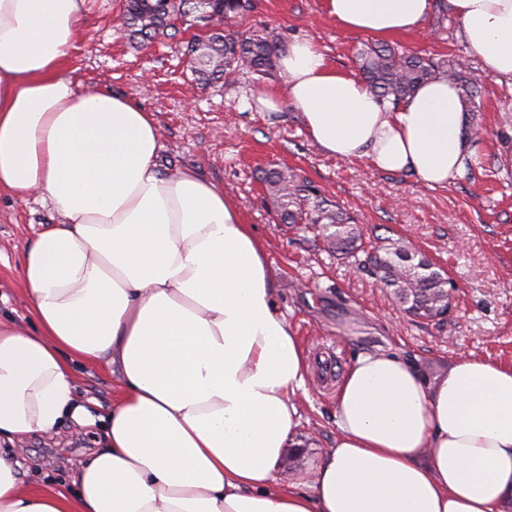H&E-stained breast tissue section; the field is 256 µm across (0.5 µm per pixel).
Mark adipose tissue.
<instances>
[{"label": "adipose tissue", "mask_w": 512, "mask_h": 512, "mask_svg": "<svg viewBox=\"0 0 512 512\" xmlns=\"http://www.w3.org/2000/svg\"><path fill=\"white\" fill-rule=\"evenodd\" d=\"M82 0H0V191L38 195L59 221L24 248L38 329L0 322V512H512V365L466 355L426 376L386 350L358 353L336 393V439L311 482L277 476L294 445L308 364L275 301L242 208L192 169L159 165L156 121L128 97L80 89L66 69ZM434 0H325L348 31L420 27ZM485 68L512 82V0H445ZM311 140L445 186L477 159L447 79L392 107L311 41L279 57ZM111 366L102 414L74 364ZM100 448L67 481L21 448L66 421Z\"/></svg>", "instance_id": "ef3b65f1"}]
</instances>
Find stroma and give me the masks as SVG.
<instances>
[{"instance_id":"1","label":"stroma","mask_w":512,"mask_h":512,"mask_svg":"<svg viewBox=\"0 0 512 512\" xmlns=\"http://www.w3.org/2000/svg\"><path fill=\"white\" fill-rule=\"evenodd\" d=\"M123 0H84L76 50L68 67L85 90L130 96L157 121L160 165L194 169L237 200L244 220L264 241L275 297L307 359L335 363V375L310 369L309 392L300 398V444L287 449L277 474L291 482L312 473L336 438V385L351 358L362 351L393 350L426 375L457 357L474 355L512 364V85L498 82L460 35L461 24L445 15L441 29L389 37L403 50L435 58H469L477 83L471 124L478 164L444 187L431 188L408 172L385 173L366 160H340L309 137L299 112H263L258 94H284L280 70L260 76L246 71L229 82L197 85L185 56L194 30L178 27L146 48L132 47L119 14ZM277 29L285 41H312L337 71L357 75L355 53L368 37L344 30L323 0H256L243 30ZM287 166L321 187L325 196L353 211L373 244L404 238L447 268L458 291L442 326L407 318L350 261L326 251L308 224L278 223L260 181L261 170ZM53 218L39 196L25 200L0 194V318L27 322L20 256L40 225ZM81 394L108 406L117 385L109 367L76 365ZM26 446L31 461L49 472H71L98 448L93 428L65 425Z\"/></svg>"}]
</instances>
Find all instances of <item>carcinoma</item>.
<instances>
[{
  "label": "carcinoma",
  "mask_w": 512,
  "mask_h": 512,
  "mask_svg": "<svg viewBox=\"0 0 512 512\" xmlns=\"http://www.w3.org/2000/svg\"><path fill=\"white\" fill-rule=\"evenodd\" d=\"M255 9V0H125L122 24L131 43L146 45L175 22L187 17L212 27L187 44L188 62L197 80L209 84L247 68L264 74L274 69L284 40L274 30L237 29ZM361 77L379 99L397 107L423 83L440 75L461 91L464 103L477 87L466 62H448L422 52H403L383 43L368 42L357 51ZM283 224H316L327 248L355 258L396 305L414 308L418 318L435 325L448 307V288L442 270L404 240L388 246L365 245L355 216L333 204L319 186L288 167L262 170L260 177ZM365 258H358V253Z\"/></svg>",
  "instance_id": "carcinoma-1"
}]
</instances>
